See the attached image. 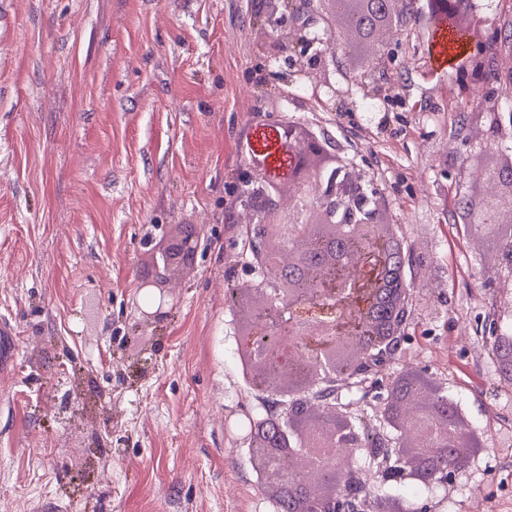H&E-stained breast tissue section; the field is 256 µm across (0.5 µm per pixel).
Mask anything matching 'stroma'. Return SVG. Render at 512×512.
Listing matches in <instances>:
<instances>
[{"label": "stroma", "instance_id": "stroma-1", "mask_svg": "<svg viewBox=\"0 0 512 512\" xmlns=\"http://www.w3.org/2000/svg\"><path fill=\"white\" fill-rule=\"evenodd\" d=\"M263 0H0V512H274L237 427L276 401L238 371L232 287L258 281L233 184L250 154L288 181L277 131L310 128L367 172L412 259L401 346L480 454L448 487L376 478L427 512H512V385L482 339L512 325V270L462 218L470 165L512 156V99L428 62L407 16L370 69L315 46L285 66ZM488 75H512V0H474ZM192 261L142 288L162 245ZM163 308L161 319L151 316Z\"/></svg>", "mask_w": 512, "mask_h": 512}]
</instances>
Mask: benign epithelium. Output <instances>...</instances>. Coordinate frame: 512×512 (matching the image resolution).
I'll return each instance as SVG.
<instances>
[{
    "label": "benign epithelium",
    "mask_w": 512,
    "mask_h": 512,
    "mask_svg": "<svg viewBox=\"0 0 512 512\" xmlns=\"http://www.w3.org/2000/svg\"><path fill=\"white\" fill-rule=\"evenodd\" d=\"M323 0H270L262 13L264 26L277 42V58L285 64L297 65L318 43L346 53L353 45L348 32L359 27L360 17L346 6L348 0H332L342 6L344 30L329 25L313 39L295 26L287 27L288 17L303 10L318 11ZM471 80L483 79L488 67L486 46H470ZM283 142L301 146L299 153L289 156L288 178L296 188L288 199L273 193L274 181L263 164L249 162L239 174V202L253 219L249 224L252 252L258 263L268 266L286 253L290 265L304 255L303 242L314 239L307 231L309 224H331L342 231L341 239L319 238L323 247L336 250L333 259L321 258L313 264L301 265V275L286 274L288 287L281 279L263 281L258 291L262 305L253 311L248 330L240 333L245 350L260 364L258 374L269 377L268 356L273 351L293 350L297 337H317L325 345L320 355L312 358L304 374L293 375L298 389L289 399L275 407L278 418L276 439L262 432V421L247 418L246 440L249 444L254 472L260 485H281L289 477V461L305 453L318 464L302 474L301 489L304 512H368L366 500L359 497L366 481L352 459L339 452L349 448L353 454L366 453L372 466L391 480L412 479L426 488L448 486L455 471H436L427 467L429 455L437 448H453L472 458L481 449L479 437L444 423L442 415L425 407L413 396L415 391L433 392L441 397V388L416 370L406 371L400 381L408 387H389L390 402L381 411L384 423L393 429V439L372 436L354 422L345 406L336 405V380L349 382L367 376L375 367L377 356L386 359L400 343L401 328L409 308L405 297L410 289L402 287L394 269L380 248L389 244L381 235L384 224L379 208V192L365 176L348 175L346 169L326 166L308 169L306 160L312 154H330L327 142L306 135L304 127L294 123L281 125ZM509 169L496 164H481L471 171L478 190L477 203L464 206L465 220L473 230L493 224L512 225V206L504 201L512 198ZM360 249V269L352 278L335 276L340 258L346 255L345 242ZM194 254L192 239L182 238L155 254V276L143 282L149 288L163 282L170 267L187 261ZM288 312V320L273 337L265 336L258 313L272 307ZM360 323L362 347L357 354L347 353L348 340L336 335V323Z\"/></svg>",
    "instance_id": "7a95c632"
}]
</instances>
